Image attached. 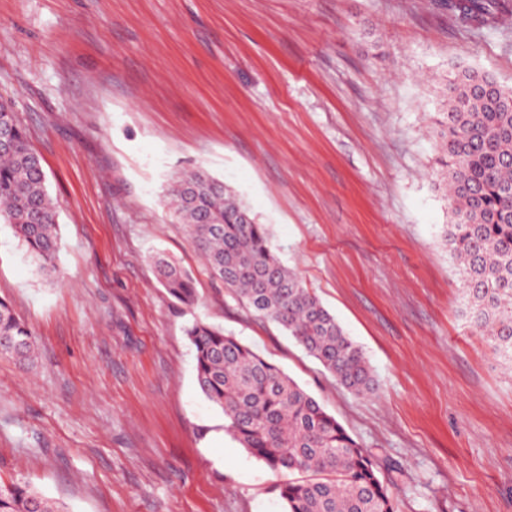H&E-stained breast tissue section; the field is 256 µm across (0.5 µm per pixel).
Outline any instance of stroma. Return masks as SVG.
Returning a JSON list of instances; mask_svg holds the SVG:
<instances>
[{"mask_svg":"<svg viewBox=\"0 0 512 512\" xmlns=\"http://www.w3.org/2000/svg\"><path fill=\"white\" fill-rule=\"evenodd\" d=\"M465 69L512 86V18L443 0H0V101L55 203L45 275L0 223V299L34 365L0 356V482L66 512H285L201 393L185 328L223 326L291 376L400 512H512V369L465 318L433 120ZM201 168L364 352L341 386L211 279L164 204ZM193 277L173 304L152 258ZM487 0H448V10L452 11L460 21L471 22L482 19L489 13L491 6Z\"/></svg>","mask_w":512,"mask_h":512,"instance_id":"1","label":"stroma"}]
</instances>
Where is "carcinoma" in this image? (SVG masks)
<instances>
[{
    "label": "carcinoma",
    "instance_id": "carcinoma-1",
    "mask_svg": "<svg viewBox=\"0 0 512 512\" xmlns=\"http://www.w3.org/2000/svg\"><path fill=\"white\" fill-rule=\"evenodd\" d=\"M488 0H450L460 21L489 13ZM438 164L451 222L445 238L460 268L470 327L512 365V87L466 70L447 83L438 113ZM13 147L0 152V223L13 226L44 269L55 268L56 214L37 154L11 105L0 102V127ZM170 212L205 260L210 276L247 312L293 337L356 396L374 391L372 370L336 317L276 255L268 229L223 182L198 169L167 194ZM170 298L191 307L192 276L163 254L153 257ZM197 383L224 413L225 429L273 472L286 512H398L388 480L354 440L293 379L224 328L194 320ZM36 340L0 300V355L25 363ZM0 512H65L30 486L0 484Z\"/></svg>",
    "mask_w": 512,
    "mask_h": 512
}]
</instances>
